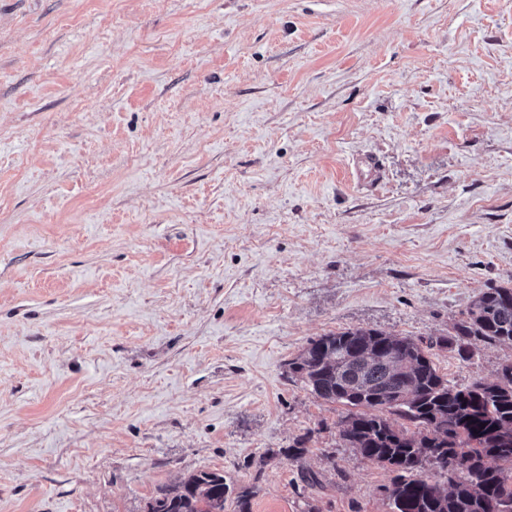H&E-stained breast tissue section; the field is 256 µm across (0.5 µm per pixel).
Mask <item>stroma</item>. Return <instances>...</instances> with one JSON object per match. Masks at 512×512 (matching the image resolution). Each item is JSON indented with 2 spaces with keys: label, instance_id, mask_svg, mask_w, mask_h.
I'll return each instance as SVG.
<instances>
[{
  "label": "stroma",
  "instance_id": "1",
  "mask_svg": "<svg viewBox=\"0 0 512 512\" xmlns=\"http://www.w3.org/2000/svg\"><path fill=\"white\" fill-rule=\"evenodd\" d=\"M511 282L512 0H0V512H390L289 361ZM233 493L236 511L250 512V488L241 487L235 492L223 473L203 470L158 488L147 502L145 512H224V503Z\"/></svg>",
  "mask_w": 512,
  "mask_h": 512
}]
</instances>
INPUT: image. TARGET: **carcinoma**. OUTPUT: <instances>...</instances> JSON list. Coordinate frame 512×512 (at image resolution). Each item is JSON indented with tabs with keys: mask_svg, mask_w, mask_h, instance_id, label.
I'll return each instance as SVG.
<instances>
[{
	"mask_svg": "<svg viewBox=\"0 0 512 512\" xmlns=\"http://www.w3.org/2000/svg\"><path fill=\"white\" fill-rule=\"evenodd\" d=\"M512 346V285L490 288L469 304L452 332L425 346L378 329L348 328L309 344L288 369L310 394L346 408L340 436L363 458L396 472L391 512H504L512 506V361L495 380L460 387L439 373L433 348L470 355L471 340ZM440 441L429 466L451 472L447 489L421 473V457ZM250 512L253 492L235 491L224 474L192 473L158 488L146 512Z\"/></svg>",
	"mask_w": 512,
	"mask_h": 512,
	"instance_id": "carcinoma-1",
	"label": "carcinoma"
}]
</instances>
